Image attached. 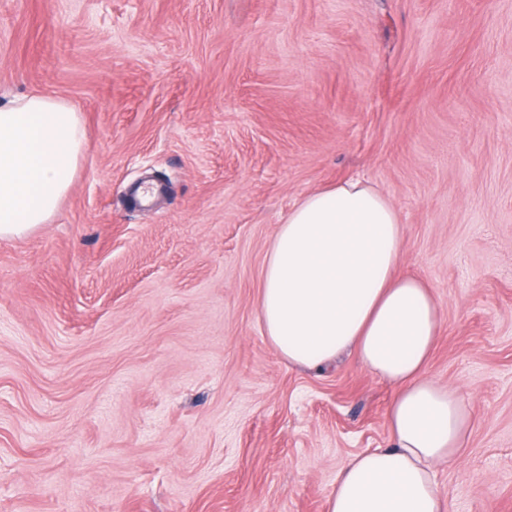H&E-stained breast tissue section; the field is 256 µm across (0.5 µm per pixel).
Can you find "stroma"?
Here are the masks:
<instances>
[{"mask_svg": "<svg viewBox=\"0 0 512 512\" xmlns=\"http://www.w3.org/2000/svg\"><path fill=\"white\" fill-rule=\"evenodd\" d=\"M34 91L86 143L0 239V512H326L393 391L288 364L259 293L294 204L350 178L442 312L448 512H512V0H0V103Z\"/></svg>", "mask_w": 512, "mask_h": 512, "instance_id": "1", "label": "stroma"}]
</instances>
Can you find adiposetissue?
<instances>
[{
  "label": "adipose tissue",
  "instance_id": "ef3b65f1",
  "mask_svg": "<svg viewBox=\"0 0 512 512\" xmlns=\"http://www.w3.org/2000/svg\"><path fill=\"white\" fill-rule=\"evenodd\" d=\"M82 117L35 93L0 106V238L49 223L82 161ZM403 231L388 199L360 180L310 193L279 225L259 298L269 341L316 370L344 351L393 389V447L340 469L327 512H447L436 468L454 464L471 417L457 392L425 374L441 329L426 282L401 272Z\"/></svg>",
  "mask_w": 512,
  "mask_h": 512
}]
</instances>
